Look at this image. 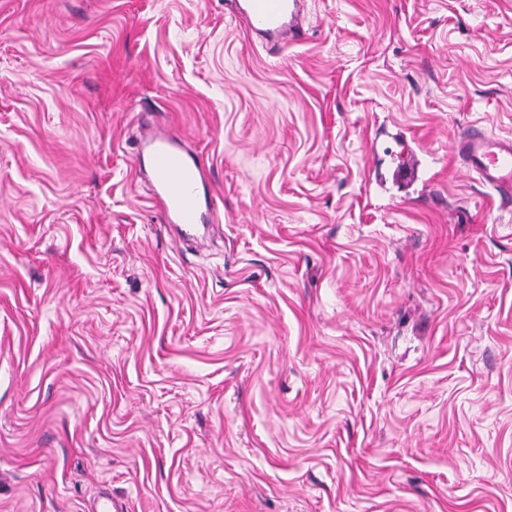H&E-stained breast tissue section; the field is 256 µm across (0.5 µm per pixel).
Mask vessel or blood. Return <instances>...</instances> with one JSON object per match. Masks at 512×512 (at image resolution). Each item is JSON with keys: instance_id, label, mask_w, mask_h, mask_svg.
Wrapping results in <instances>:
<instances>
[{"instance_id": "obj_1", "label": "vessel or blood", "mask_w": 512, "mask_h": 512, "mask_svg": "<svg viewBox=\"0 0 512 512\" xmlns=\"http://www.w3.org/2000/svg\"><path fill=\"white\" fill-rule=\"evenodd\" d=\"M253 33L273 48L297 39L301 33V0H234ZM138 154L151 161L155 200L166 221L188 228L213 221V202L207 192V171L165 130L141 133ZM455 155L466 173L476 174L501 202H512V137L495 136L472 128L455 145Z\"/></svg>"}]
</instances>
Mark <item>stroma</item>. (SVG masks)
I'll use <instances>...</instances> for the list:
<instances>
[{
	"label": "stroma",
	"mask_w": 512,
	"mask_h": 512,
	"mask_svg": "<svg viewBox=\"0 0 512 512\" xmlns=\"http://www.w3.org/2000/svg\"><path fill=\"white\" fill-rule=\"evenodd\" d=\"M0 0V512H512V0ZM204 163L166 224L137 117ZM413 156L421 178L393 176ZM253 33L271 48H281L301 33L300 0H234ZM455 155L460 167L476 174L501 202H512V137L487 134L473 126L456 143Z\"/></svg>",
	"instance_id": "1"
}]
</instances>
